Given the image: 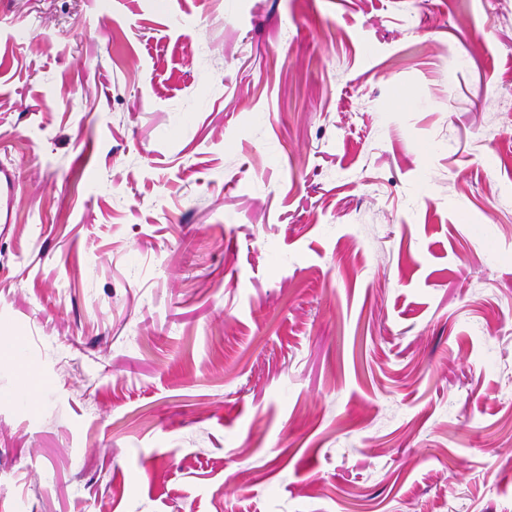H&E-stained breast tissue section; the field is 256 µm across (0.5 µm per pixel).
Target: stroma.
<instances>
[{
  "instance_id": "obj_1",
  "label": "stroma",
  "mask_w": 512,
  "mask_h": 512,
  "mask_svg": "<svg viewBox=\"0 0 512 512\" xmlns=\"http://www.w3.org/2000/svg\"><path fill=\"white\" fill-rule=\"evenodd\" d=\"M1 164L0 512H512V0H0ZM19 205V183L12 170L0 168V223L12 224L13 214Z\"/></svg>"
}]
</instances>
